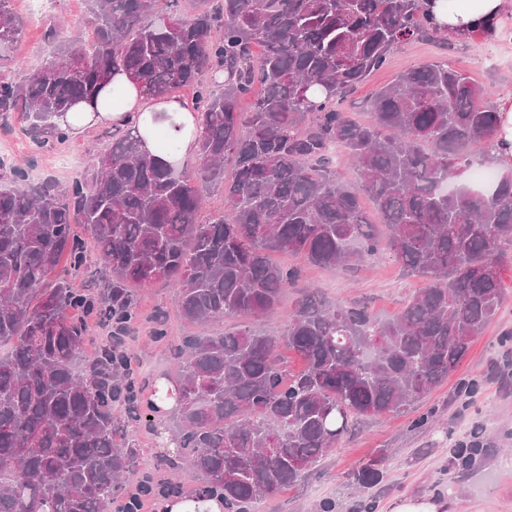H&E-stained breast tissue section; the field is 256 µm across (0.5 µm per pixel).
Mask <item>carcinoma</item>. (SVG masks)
<instances>
[{"label":"carcinoma","instance_id":"carcinoma-1","mask_svg":"<svg viewBox=\"0 0 512 512\" xmlns=\"http://www.w3.org/2000/svg\"><path fill=\"white\" fill-rule=\"evenodd\" d=\"M87 2L88 37L49 24L56 51L17 82L7 51L24 21L0 0V122L18 112L38 146L63 144L56 115L122 70L150 96L194 90L205 132L184 170L119 130L64 187L0 162V512H112L138 455L130 425L158 432L148 414L163 395L176 403L199 495L251 512L325 457L354 418L421 399L497 314L512 264V171L481 189L454 182L485 159L499 113L441 61L378 90L365 122L336 107L401 43L443 40L429 0H189L186 18L165 0ZM220 70L217 93L204 76ZM337 149L353 160L351 181L336 171ZM203 184L224 188L225 209L206 220ZM77 226L101 255L94 269ZM279 252L329 267L385 252L428 285L378 319L330 304L301 269L272 260ZM157 285L176 290L191 324L238 319L232 332L182 337L167 390L148 389L110 341L83 358L90 323L130 335L138 289ZM289 288L293 309L255 330ZM284 347L301 370L288 369ZM383 479L375 461L352 476L360 488Z\"/></svg>","mask_w":512,"mask_h":512}]
</instances>
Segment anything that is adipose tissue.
I'll return each instance as SVG.
<instances>
[{"mask_svg":"<svg viewBox=\"0 0 512 512\" xmlns=\"http://www.w3.org/2000/svg\"><path fill=\"white\" fill-rule=\"evenodd\" d=\"M467 8L444 11L440 0L431 9L449 35L465 40L478 27L501 36L497 22L512 9V0H467ZM69 136L79 137L101 126H117L138 139L141 149L182 167L196 154L202 132L197 113L185 109L178 94L164 98L148 96L125 73H117L94 101H82L55 119Z\"/></svg>","mask_w":512,"mask_h":512,"instance_id":"ef3b65f1","label":"adipose tissue"}]
</instances>
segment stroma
I'll list each match as a JSON object with an SVG mask.
<instances>
[{
    "label": "stroma",
    "mask_w": 512,
    "mask_h": 512,
    "mask_svg": "<svg viewBox=\"0 0 512 512\" xmlns=\"http://www.w3.org/2000/svg\"><path fill=\"white\" fill-rule=\"evenodd\" d=\"M85 0H38L36 15L26 18L23 39L11 50L19 67L11 75L20 79L38 69L55 49L44 38V20H62V35L84 30ZM466 73L490 93L491 103L512 94V36L495 39L485 34L452 41L450 47L410 41L396 47L386 66L369 75L340 105L358 121L366 120V102L399 73L432 60ZM24 122L14 118L0 128V160L24 165L30 182L47 178L69 181L83 172L91 154L108 146L112 130L101 127L81 138L69 139L51 150L39 148L23 132ZM278 262L303 268L310 284L331 303L360 302L374 315L387 318L401 310L425 279L405 275L387 253L353 267L318 268L302 257L283 253ZM170 287L145 288L140 292L144 315L131 344V352L143 373L159 376L175 372L168 343L189 335L174 303ZM168 312V342L150 336L149 315L155 309ZM478 438L487 456L462 466L455 452L461 442ZM140 456L127 483H135L146 469H157L162 458L180 454L176 435L167 424L157 432H136ZM380 461L383 482L370 491L356 489L352 472L368 460ZM435 496L447 499L451 512H512V287L501 307L471 348L440 385L411 411L359 418L351 431L297 484L262 501L253 512H321L323 503L334 512H390L393 501L403 496Z\"/></svg>",
    "instance_id": "1"
}]
</instances>
